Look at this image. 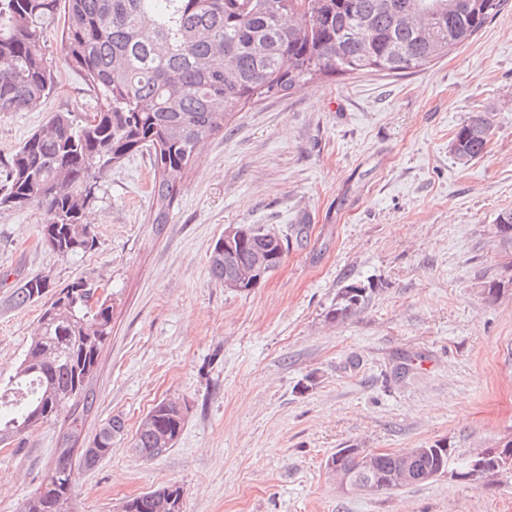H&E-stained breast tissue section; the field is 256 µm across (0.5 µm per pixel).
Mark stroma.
<instances>
[{
  "mask_svg": "<svg viewBox=\"0 0 512 512\" xmlns=\"http://www.w3.org/2000/svg\"><path fill=\"white\" fill-rule=\"evenodd\" d=\"M45 50L56 90L35 110L0 113L1 159L53 113L93 110L57 34ZM474 112L492 113L493 133L463 166L450 143ZM152 178L145 153L113 169L89 209L97 246L83 255L41 242L37 208L0 211V272L58 287L90 277L116 294L85 431L116 415L125 430L97 466L76 468V512H120L171 484L183 512H512V479L451 475L368 494L342 490L327 467L340 448L440 442L467 457L512 439V276L491 234L512 209V7L413 73L314 79L237 113L160 228L148 222ZM239 224L289 242L247 291L208 276L211 248ZM352 282L370 286L368 300L329 321ZM11 291L0 283V380L41 312L12 307ZM164 399L181 403L185 426L146 460L129 438ZM59 436L46 423L0 445V512L38 487Z\"/></svg>",
  "mask_w": 512,
  "mask_h": 512,
  "instance_id": "35a3bbf8",
  "label": "stroma"
}]
</instances>
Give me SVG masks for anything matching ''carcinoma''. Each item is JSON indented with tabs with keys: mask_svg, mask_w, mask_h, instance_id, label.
Here are the masks:
<instances>
[{
	"mask_svg": "<svg viewBox=\"0 0 512 512\" xmlns=\"http://www.w3.org/2000/svg\"><path fill=\"white\" fill-rule=\"evenodd\" d=\"M508 0H0V113L39 105L57 85L43 52L50 30L61 27L63 63L94 94L92 120L56 112L0 165V209H39L41 241L62 257L96 246L87 208L105 179L127 158L148 151L154 178L148 223H170L181 176L199 161L208 140L224 135L232 116L273 96L293 94L316 75L385 72L407 75L472 40ZM487 112H475L452 139L465 165L480 156L492 135ZM246 245L233 261L224 239L210 251L208 274L224 284L256 251L270 250L278 268L287 245L270 247L268 230L244 225ZM86 278L54 290L38 276L16 281V307L42 303L36 336L15 374L0 383V442H14L38 423L69 408L62 440L39 487L21 512H74V465L95 467L112 453L124 421L108 420L92 440L85 425L96 396L101 353L112 337V293ZM367 288L339 290L329 319L356 314ZM185 424L175 401L158 402L140 421L135 453L153 459L173 448ZM88 441L84 448L78 443ZM393 488L404 455L340 450L333 464L364 469ZM439 443L412 460L423 475L449 464ZM183 489L168 485L129 499L125 512H182Z\"/></svg>",
	"mask_w": 512,
	"mask_h": 512,
	"instance_id": "obj_1",
	"label": "carcinoma"
}]
</instances>
